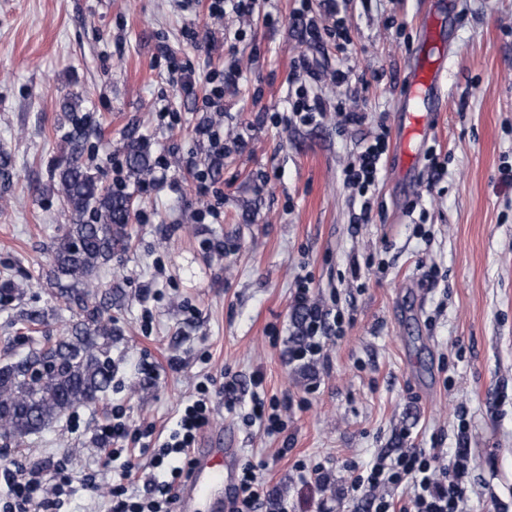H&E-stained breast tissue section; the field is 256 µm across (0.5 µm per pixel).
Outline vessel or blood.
Instances as JSON below:
<instances>
[{"label": "vessel or blood", "mask_w": 512, "mask_h": 512, "mask_svg": "<svg viewBox=\"0 0 512 512\" xmlns=\"http://www.w3.org/2000/svg\"><path fill=\"white\" fill-rule=\"evenodd\" d=\"M437 73H417L406 89L405 96L410 100L421 99L436 88ZM402 129L403 142L424 138L426 127L424 117L418 109L404 108ZM233 451L229 448L215 447L211 438H204L201 448L195 449L193 471L190 479L184 482L177 494L175 512H194L199 500L210 497L214 489H221L226 500H233L236 484L225 466Z\"/></svg>", "instance_id": "obj_1"}]
</instances>
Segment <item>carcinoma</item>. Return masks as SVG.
I'll use <instances>...</instances> for the list:
<instances>
[{"label":"carcinoma","mask_w":512,"mask_h":512,"mask_svg":"<svg viewBox=\"0 0 512 512\" xmlns=\"http://www.w3.org/2000/svg\"><path fill=\"white\" fill-rule=\"evenodd\" d=\"M59 168L58 189L73 221L54 243L48 276L52 296L77 321L68 336L0 366V439L15 440L51 424L65 411L89 406L112 384V317L90 291L98 270L131 238L132 198L102 186L77 160L78 138ZM126 166L134 175L150 170L149 155L133 140Z\"/></svg>","instance_id":"carcinoma-1"}]
</instances>
